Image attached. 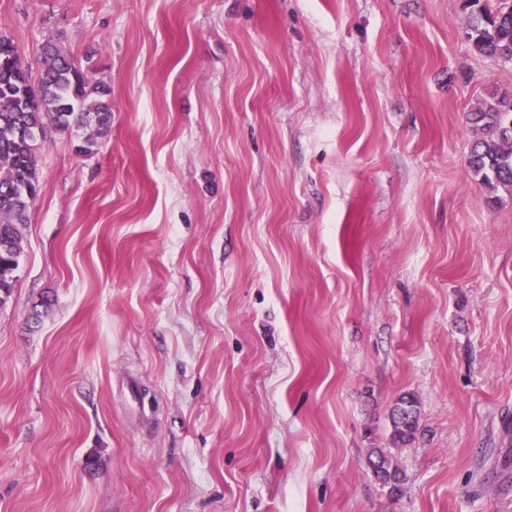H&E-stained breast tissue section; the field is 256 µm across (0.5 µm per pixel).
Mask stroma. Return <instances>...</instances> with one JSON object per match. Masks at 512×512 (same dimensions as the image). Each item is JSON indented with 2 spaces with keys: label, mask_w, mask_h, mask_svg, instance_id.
I'll return each mask as SVG.
<instances>
[{
  "label": "stroma",
  "mask_w": 512,
  "mask_h": 512,
  "mask_svg": "<svg viewBox=\"0 0 512 512\" xmlns=\"http://www.w3.org/2000/svg\"><path fill=\"white\" fill-rule=\"evenodd\" d=\"M465 29L462 0H0L31 71L53 41L112 107L92 154L37 148L0 512H512V187L465 120L512 64ZM418 403L412 394H403L391 410V440L396 446L407 445L415 439L418 430ZM374 457V459H372ZM369 465L385 486H389L390 492L399 491L402 481L401 471L391 455L381 448L374 449L369 456Z\"/></svg>",
  "instance_id": "stroma-1"
}]
</instances>
